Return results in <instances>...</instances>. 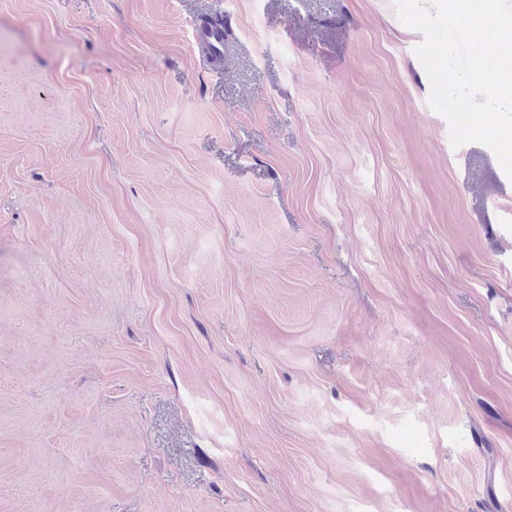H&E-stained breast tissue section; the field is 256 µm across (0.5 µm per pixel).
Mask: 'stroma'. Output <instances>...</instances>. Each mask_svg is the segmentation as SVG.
<instances>
[{
    "mask_svg": "<svg viewBox=\"0 0 512 512\" xmlns=\"http://www.w3.org/2000/svg\"><path fill=\"white\" fill-rule=\"evenodd\" d=\"M422 41L0 0V512H512V179Z\"/></svg>",
    "mask_w": 512,
    "mask_h": 512,
    "instance_id": "35a3bbf8",
    "label": "stroma"
}]
</instances>
